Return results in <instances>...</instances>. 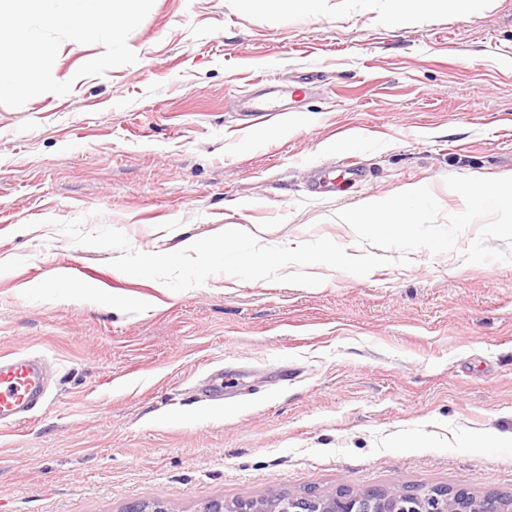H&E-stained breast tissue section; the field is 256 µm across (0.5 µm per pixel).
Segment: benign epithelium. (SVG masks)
Returning a JSON list of instances; mask_svg holds the SVG:
<instances>
[{
	"label": "benign epithelium",
	"mask_w": 512,
	"mask_h": 512,
	"mask_svg": "<svg viewBox=\"0 0 512 512\" xmlns=\"http://www.w3.org/2000/svg\"><path fill=\"white\" fill-rule=\"evenodd\" d=\"M365 500L372 512H512V495L489 493L474 497L463 487L436 492L408 490L403 486L351 490L344 495L301 496L295 512H351V503ZM125 512H169L166 501L156 498L133 504Z\"/></svg>",
	"instance_id": "benign-epithelium-1"
}]
</instances>
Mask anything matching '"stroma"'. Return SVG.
Instances as JSON below:
<instances>
[{
  "label": "stroma",
  "instance_id": "obj_1",
  "mask_svg": "<svg viewBox=\"0 0 512 512\" xmlns=\"http://www.w3.org/2000/svg\"><path fill=\"white\" fill-rule=\"evenodd\" d=\"M386 0H154L138 60L76 78L103 46L63 42L69 94L0 105V355L44 356L50 394L0 427V512H170L270 493L463 486L512 493V262L420 249L298 286L215 274L182 292L110 266L58 222L140 252L240 224L360 255L339 210L446 177L512 176V0L439 4L388 27ZM314 80L305 111L251 124L259 80ZM355 159L364 177L313 191ZM62 275L68 300L45 287Z\"/></svg>",
  "mask_w": 512,
  "mask_h": 512
}]
</instances>
